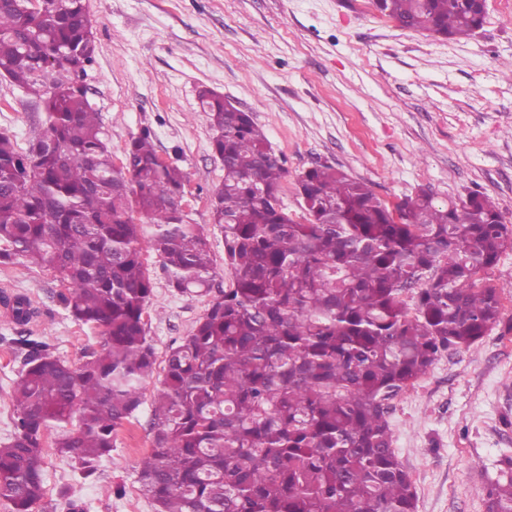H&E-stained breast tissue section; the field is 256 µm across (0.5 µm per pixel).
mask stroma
<instances>
[{"label": "stroma", "mask_w": 512, "mask_h": 512, "mask_svg": "<svg viewBox=\"0 0 512 512\" xmlns=\"http://www.w3.org/2000/svg\"><path fill=\"white\" fill-rule=\"evenodd\" d=\"M87 2L97 50L85 82L112 160L122 164L131 136L150 128L159 156L187 175L183 205L208 231L217 280L231 281L224 235L211 220L224 167L198 105L204 88L249 112L281 155V198L293 218L303 215L299 176L325 162L391 205L421 187L441 204L478 190L512 224V0H487L483 28L460 40L402 28L372 0ZM43 118L0 79V132L23 147ZM145 258L153 296L143 318L160 370L212 297L174 291L159 258ZM60 290L50 272L0 265V297L26 296L35 310L24 325L0 310V443L14 431L18 364L8 338L32 331L73 365L101 348L100 328L74 322ZM154 393L147 381L95 479L75 480L69 461L46 449L47 495L36 512H56L65 488L85 512H153L138 475L153 443ZM389 406L416 512H486V487L512 456V333L496 328L443 354Z\"/></svg>", "instance_id": "35a3bbf8"}]
</instances>
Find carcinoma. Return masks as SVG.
<instances>
[{
	"label": "carcinoma",
	"instance_id": "cac0c4a2",
	"mask_svg": "<svg viewBox=\"0 0 512 512\" xmlns=\"http://www.w3.org/2000/svg\"><path fill=\"white\" fill-rule=\"evenodd\" d=\"M400 27L465 37L479 0H373ZM96 52L86 0H0V77L45 117L27 149L0 133V264L60 282L73 319L102 329L74 367L39 336L12 340L14 433L0 445V498L34 512L45 497L43 435L83 479L111 456L139 410L155 352L143 314L153 292L143 244L180 293L217 296L170 347L152 403L153 447L139 472L154 512H416L393 448L388 401L450 349L502 323L485 277L512 249L495 202L469 190L436 202L421 188L391 206L320 163L299 178L305 216L280 198L287 174L249 113L203 90L224 164L212 223L224 232L231 287L216 282L208 234L179 212L186 176L160 162L150 130L112 163L84 84ZM30 320L31 301L14 298ZM512 512V457L486 492Z\"/></svg>",
	"mask_w": 512,
	"mask_h": 512
}]
</instances>
